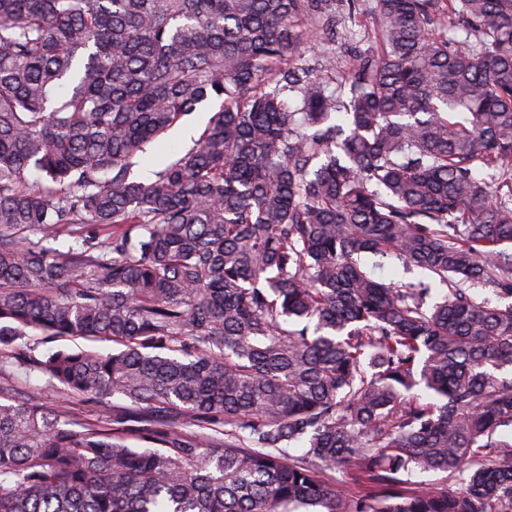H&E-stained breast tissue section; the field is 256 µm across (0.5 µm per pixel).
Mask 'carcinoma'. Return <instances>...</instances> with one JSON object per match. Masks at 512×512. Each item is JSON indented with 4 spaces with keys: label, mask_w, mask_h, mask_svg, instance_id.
Here are the masks:
<instances>
[{
    "label": "carcinoma",
    "mask_w": 512,
    "mask_h": 512,
    "mask_svg": "<svg viewBox=\"0 0 512 512\" xmlns=\"http://www.w3.org/2000/svg\"><path fill=\"white\" fill-rule=\"evenodd\" d=\"M338 2L0 0V358L135 408L0 387V512H512V0H374L331 92ZM218 109V104H213L210 107L204 109V110H198L196 112H193L192 114L184 117L182 123L178 126H176L174 129H172L167 137V140L165 143H163L162 146L158 147V145L151 146L148 151L147 155L149 156V159L145 163H141L139 167L136 168L137 176L142 181L149 180L153 177V172L159 168L161 164H163L168 155L179 148L188 147L192 143H190V140L195 138L197 139L202 132L205 123L207 122L209 116L211 115L210 112L213 110ZM192 126L194 129L193 134L189 139L181 138L177 135V131L185 126ZM23 343V348L31 358L40 359L46 353L54 351L60 347L71 349L94 348L102 352L112 349V343L93 342L83 338H59L54 336H25L18 341ZM0 385L9 388L15 395L31 397L66 410L68 419L82 423L101 418L103 415L121 416L127 413L130 401L115 396L109 398L108 409L104 412L102 404L87 396L71 395L55 380L50 379L32 366L16 362H0Z\"/></svg>",
    "instance_id": "obj_1"
}]
</instances>
